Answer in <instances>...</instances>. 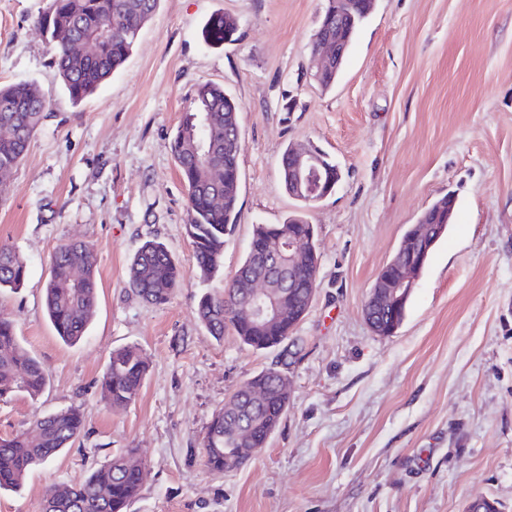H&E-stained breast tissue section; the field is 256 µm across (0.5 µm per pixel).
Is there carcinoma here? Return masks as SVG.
Instances as JSON below:
<instances>
[{"mask_svg": "<svg viewBox=\"0 0 512 512\" xmlns=\"http://www.w3.org/2000/svg\"><path fill=\"white\" fill-rule=\"evenodd\" d=\"M160 0H49L38 18V25L54 49V62L70 100L79 103L112 77L127 61L136 39L158 8ZM374 9V0H357L340 26L326 33L341 34L352 46L360 28ZM236 18L216 13L202 28V38L219 48L237 40ZM87 40L95 45L90 56H78L71 44ZM46 100L33 83L0 86V170H12L21 162L31 135L45 118ZM242 106L225 95L224 88L205 83L197 87L184 112L171 151L188 187L187 232L194 244L195 268L207 281L220 269L224 242L235 228L239 214V186L224 183V172L239 169L238 154L224 146V136L239 130ZM448 196L436 199L420 216L427 235L442 239L448 231ZM310 228L302 213L290 215L282 224H256L251 241L267 243L288 232V225ZM307 264L290 273L274 250L247 252L224 287L202 294L196 304L200 322L216 339L227 331L242 344L260 350L266 333L253 330L239 314L245 285L263 275L278 274L287 281L289 305L296 319L278 326L281 354L288 356L292 331L306 313L317 281L319 266L317 242L308 246ZM84 270L80 288L69 287L74 269ZM26 262L11 246L0 243V289H17L24 284ZM183 278L180 266L166 246L145 242L131 260L128 281L132 289L152 305L167 303ZM97 301L96 255L82 241L61 245L51 260L45 287L47 315L57 336L74 345L84 336ZM148 373V365L135 346L112 351L101 380V393L114 407L130 404L138 396ZM281 370L273 367L253 376L236 388L214 415L203 438L206 463L213 471L226 468V458L234 467L242 465L251 449L262 448L288 411L280 384ZM259 382L266 388L265 403H251L246 387ZM47 386V377L37 359L22 345L14 322L0 317V401L18 396L37 399ZM85 419L80 409L70 407L33 422L32 431L0 437V491L22 488L27 474L52 460L81 434ZM144 463L135 449L113 456L76 484H63L46 491L43 512H125L141 488Z\"/></svg>", "mask_w": 512, "mask_h": 512, "instance_id": "carcinoma-1", "label": "carcinoma"}]
</instances>
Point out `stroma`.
<instances>
[{
  "label": "stroma",
  "instance_id": "stroma-1",
  "mask_svg": "<svg viewBox=\"0 0 512 512\" xmlns=\"http://www.w3.org/2000/svg\"><path fill=\"white\" fill-rule=\"evenodd\" d=\"M48 0H0V84L37 83L46 117L21 164L0 176V242L26 261L0 316L49 384L0 402V435L78 407L85 429L0 512H42L51 486L83 480L127 449L144 462L126 512H466L478 496L512 512V0H376L333 88L311 77L325 0H160L123 68L73 103L37 20ZM237 18L221 48L205 20ZM222 86L239 114L240 212L212 280L195 273L187 189L170 145L198 85ZM317 147L341 171L307 208L284 190L287 145ZM457 209L390 336L363 307L406 229L437 198ZM317 229V288L283 366L288 412L239 468L211 471L202 447L238 386L281 366L195 313L244 258L254 225L296 210ZM185 272L168 303H145L127 269L147 240ZM78 240L96 253L86 336L63 343L45 311L51 256ZM149 364L115 408L100 391L113 349Z\"/></svg>",
  "mask_w": 512,
  "mask_h": 512
}]
</instances>
